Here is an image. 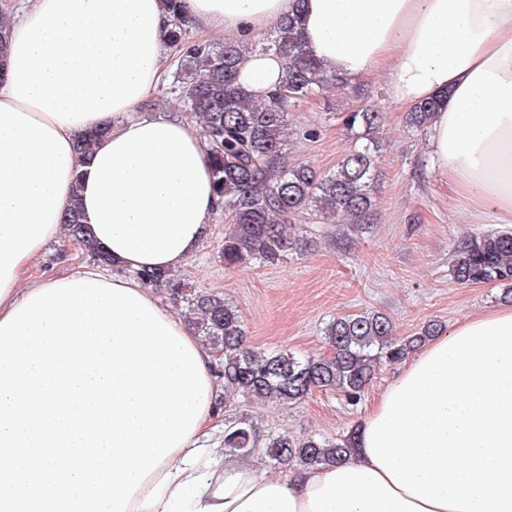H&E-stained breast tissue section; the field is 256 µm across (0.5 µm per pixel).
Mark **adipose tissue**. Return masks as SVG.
I'll list each match as a JSON object with an SVG mask.
<instances>
[{
	"label": "adipose tissue",
	"instance_id": "ef3b65f1",
	"mask_svg": "<svg viewBox=\"0 0 512 512\" xmlns=\"http://www.w3.org/2000/svg\"><path fill=\"white\" fill-rule=\"evenodd\" d=\"M292 0H182L200 42L249 40ZM8 16L0 69V320L57 284L32 276L64 234L75 176L92 238L111 268L72 279L130 288L197 353L208 403L192 435L147 476L126 512H512V305L431 337L367 412L343 462L290 476L228 464L210 429L216 360L135 271H178L217 211L212 150L179 112L138 113L168 61L163 0H27ZM304 45L351 80L387 71L397 105L445 95L430 124L440 178L479 218L512 232V0H305ZM283 61L246 53L238 81L255 97ZM109 126L89 167L76 141Z\"/></svg>",
	"mask_w": 512,
	"mask_h": 512
}]
</instances>
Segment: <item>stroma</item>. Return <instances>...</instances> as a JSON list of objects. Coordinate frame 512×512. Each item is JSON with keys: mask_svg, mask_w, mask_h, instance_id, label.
<instances>
[{"mask_svg": "<svg viewBox=\"0 0 512 512\" xmlns=\"http://www.w3.org/2000/svg\"><path fill=\"white\" fill-rule=\"evenodd\" d=\"M366 105L385 116L378 134L373 223L322 224L314 218L306 225V250L276 266L254 261L229 268L218 248L231 226L217 219L181 272L193 290L224 292L242 317L252 349L325 356L323 331L338 316L382 312L402 338L428 321L450 328L501 303L499 286L460 284L450 276L448 258L456 240L491 231L492 225L475 218L441 180L430 163L427 133L407 125L405 108L389 97L386 73L327 87L300 102L290 114V159L334 169L355 144L341 118ZM308 129L313 137H305ZM399 371V365H381L356 405L336 391L317 390L289 406L238 395L229 398L225 416L246 418L263 439L279 433L337 438L358 427Z\"/></svg>", "mask_w": 512, "mask_h": 512, "instance_id": "1", "label": "stroma"}]
</instances>
